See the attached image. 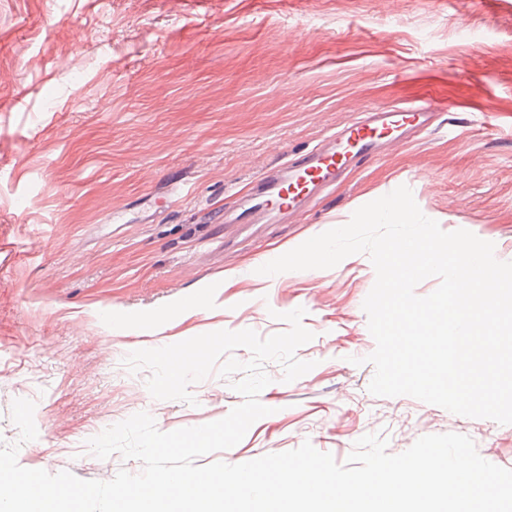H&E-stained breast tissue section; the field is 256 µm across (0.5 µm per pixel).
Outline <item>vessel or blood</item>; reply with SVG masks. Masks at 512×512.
I'll return each instance as SVG.
<instances>
[{"instance_id":"vessel-or-blood-1","label":"vessel or blood","mask_w":512,"mask_h":512,"mask_svg":"<svg viewBox=\"0 0 512 512\" xmlns=\"http://www.w3.org/2000/svg\"><path fill=\"white\" fill-rule=\"evenodd\" d=\"M432 116L433 109L428 105L392 106L365 113L323 147L263 177L255 187L252 205L242 214L243 220L258 222L305 211L350 164L378 156L384 145L399 143L408 133L429 127Z\"/></svg>"}]
</instances>
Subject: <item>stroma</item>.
Returning <instances> with one entry per match:
<instances>
[{"instance_id": "stroma-1", "label": "stroma", "mask_w": 512, "mask_h": 512, "mask_svg": "<svg viewBox=\"0 0 512 512\" xmlns=\"http://www.w3.org/2000/svg\"><path fill=\"white\" fill-rule=\"evenodd\" d=\"M411 104L439 106L433 126L352 166L306 214L225 221L269 169ZM402 185L444 231L512 262V0H0V440L19 442L11 405L30 399L21 466L140 472L88 439L138 412L163 432L199 426L243 398L212 375L194 403L154 399L124 358L217 330L268 337L301 307L314 338L296 356L313 369L286 383L267 363L270 415L197 465L306 441L343 464L369 433L392 454L458 433L512 469V425L369 392L367 254L258 272ZM243 268L255 277L225 287Z\"/></svg>"}]
</instances>
